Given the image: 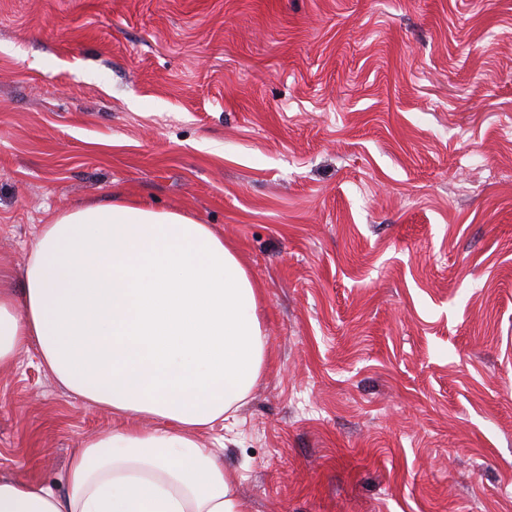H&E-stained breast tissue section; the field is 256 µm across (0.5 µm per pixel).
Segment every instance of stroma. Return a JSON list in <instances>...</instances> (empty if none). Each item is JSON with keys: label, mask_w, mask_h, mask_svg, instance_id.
<instances>
[{"label": "stroma", "mask_w": 512, "mask_h": 512, "mask_svg": "<svg viewBox=\"0 0 512 512\" xmlns=\"http://www.w3.org/2000/svg\"><path fill=\"white\" fill-rule=\"evenodd\" d=\"M117 193L262 292V377L201 434L250 512H512V0H0L14 279ZM111 425L0 368L1 469Z\"/></svg>", "instance_id": "stroma-1"}]
</instances>
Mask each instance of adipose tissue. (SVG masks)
<instances>
[{
  "label": "adipose tissue",
  "mask_w": 512,
  "mask_h": 512,
  "mask_svg": "<svg viewBox=\"0 0 512 512\" xmlns=\"http://www.w3.org/2000/svg\"><path fill=\"white\" fill-rule=\"evenodd\" d=\"M30 349L115 422L60 483L0 470V512H247L198 433L234 418L266 339L258 289L209 225L120 196L42 225L21 288L0 260V366Z\"/></svg>",
  "instance_id": "1"
}]
</instances>
